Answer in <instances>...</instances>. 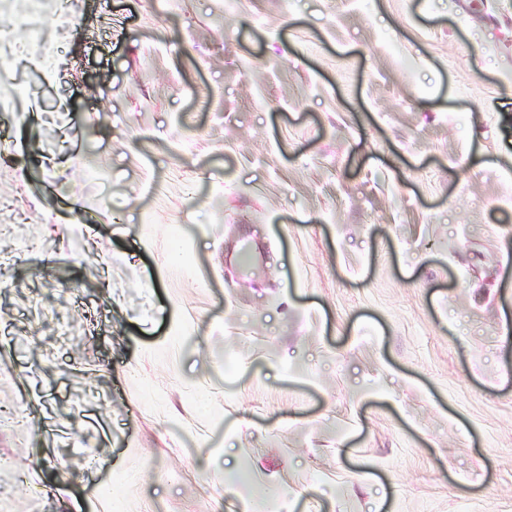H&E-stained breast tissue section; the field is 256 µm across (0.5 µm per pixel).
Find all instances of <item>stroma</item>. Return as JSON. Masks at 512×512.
Returning <instances> with one entry per match:
<instances>
[{"mask_svg":"<svg viewBox=\"0 0 512 512\" xmlns=\"http://www.w3.org/2000/svg\"><path fill=\"white\" fill-rule=\"evenodd\" d=\"M11 30L0 512H512V0Z\"/></svg>","mask_w":512,"mask_h":512,"instance_id":"1","label":"stroma"}]
</instances>
